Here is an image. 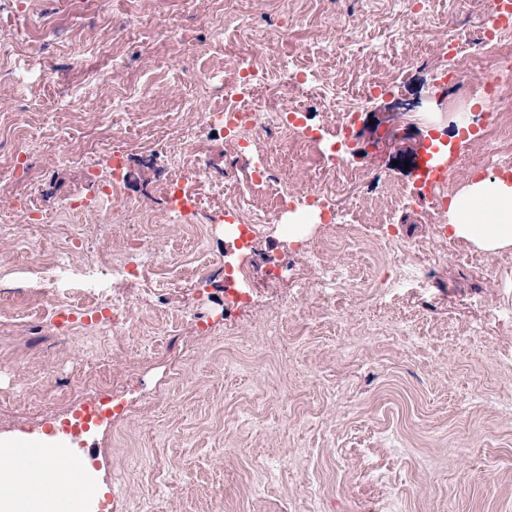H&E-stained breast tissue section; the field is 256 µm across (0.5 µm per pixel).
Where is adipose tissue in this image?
<instances>
[{
	"mask_svg": "<svg viewBox=\"0 0 512 512\" xmlns=\"http://www.w3.org/2000/svg\"><path fill=\"white\" fill-rule=\"evenodd\" d=\"M448 214L454 236L487 252L512 245V181L484 178L452 197ZM41 441L21 437L0 443V512H63L58 489L68 482L72 464L67 454L41 459L19 469V455L37 452Z\"/></svg>",
	"mask_w": 512,
	"mask_h": 512,
	"instance_id": "1",
	"label": "adipose tissue"
}]
</instances>
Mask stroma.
<instances>
[{
	"instance_id": "stroma-1",
	"label": "stroma",
	"mask_w": 512,
	"mask_h": 512,
	"mask_svg": "<svg viewBox=\"0 0 512 512\" xmlns=\"http://www.w3.org/2000/svg\"><path fill=\"white\" fill-rule=\"evenodd\" d=\"M408 0H0V39L13 46L0 68V115L23 114L33 144L24 181L0 175V209L25 189L39 193L42 226L17 218L15 235L0 238V438L18 433L92 445L88 470L102 481L118 512H512V247L494 253L438 232L447 214L432 215L413 199L390 210L417 174L396 155L368 152L372 123L386 116L420 143L451 144L458 162L449 195L490 176H512V144L490 151L463 129L490 121L477 88L482 72L464 66L459 83H445L448 59L439 45L455 34L478 42L488 27L486 0H422L415 19L392 24ZM244 16V40L225 52L220 25ZM171 31L158 38L152 19ZM282 41L267 44L270 27ZM278 71L294 64L336 97V109L357 106L347 144L323 134L317 145L290 140L289 189H314L317 149L340 150L359 173L335 198L340 223L358 218L350 234L325 239L322 222L305 239L320 242L326 265L359 278L336 292L330 317L314 291L264 274L268 257L292 252L279 215L255 245L247 280L248 308L224 306V270L238 266L235 225L216 196L202 210L170 223L142 224L131 204L164 212L157 186L169 162L148 147L166 142L183 153L194 114L220 100L190 75L231 73L239 59ZM62 76L41 83L43 69ZM398 78L366 101V76ZM82 98L71 109L70 96ZM129 117L112 135L102 115L113 104ZM111 139L127 154L124 195L106 205L109 229L87 214L69 216L63 199L88 196L83 167L95 144ZM201 164L246 178L266 152L226 137L195 135ZM73 152L72 163L57 161ZM400 244L380 245L381 225ZM89 230L88 250L70 253L73 269L86 257L123 249L127 238L150 237L178 285L147 288L123 334L85 326L91 298L77 292L35 298L21 273L30 245L46 258L67 251L77 228ZM409 244L424 245L429 285L400 280L411 263ZM68 304L73 322L58 331L52 313ZM204 312L202 333L191 318ZM236 369H226L227 361ZM123 388L112 394L113 380ZM113 398L114 414L73 437L63 426L81 404L78 381Z\"/></svg>"
}]
</instances>
